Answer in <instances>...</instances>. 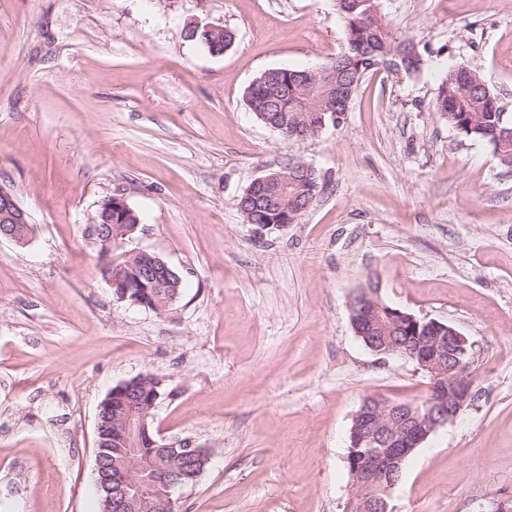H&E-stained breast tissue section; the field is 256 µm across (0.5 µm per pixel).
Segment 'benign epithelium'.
Wrapping results in <instances>:
<instances>
[{"mask_svg":"<svg viewBox=\"0 0 512 512\" xmlns=\"http://www.w3.org/2000/svg\"><path fill=\"white\" fill-rule=\"evenodd\" d=\"M288 176L272 171L255 178L248 190L282 209L288 203ZM30 224L29 214L14 195L0 187V240L18 246L31 236L21 230ZM137 224H106L91 221L87 238L107 258L103 279L122 301L165 312L178 298L180 278L159 256L145 250L123 254L126 263L110 260L112 251L136 233ZM351 326L356 337L376 354L399 355L413 362L429 379L427 397L413 404L384 397H366L352 418L349 450L359 461L351 471L352 482L345 512H394L392 492L402 465L414 449L438 429L453 422L473 399L471 363L474 344L455 327L447 335L437 332L440 322L421 320L402 309H388L374 280H369L350 304ZM162 380L147 383L139 377L111 393L119 399L114 423L118 427L120 458L107 462L105 449H96V474L105 488L103 512H177L173 492L188 485L190 471L205 468L209 455L189 444L156 445L151 456L143 455L151 419L160 397Z\"/></svg>","mask_w":512,"mask_h":512,"instance_id":"obj_1","label":"benign epithelium"}]
</instances>
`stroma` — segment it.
I'll use <instances>...</instances> for the list:
<instances>
[{"instance_id": "stroma-1", "label": "stroma", "mask_w": 512, "mask_h": 512, "mask_svg": "<svg viewBox=\"0 0 512 512\" xmlns=\"http://www.w3.org/2000/svg\"><path fill=\"white\" fill-rule=\"evenodd\" d=\"M421 72L368 74L339 125L304 144L250 112L271 68L346 47L336 0H0V186L35 226L0 241V512H102V401L162 380L152 429L210 451L179 512H343L362 400L418 401L428 377L355 336L367 278L383 299L474 342V401L402 467L396 512L512 504V168L434 109L476 63L512 118V0H382ZM224 26L214 55L188 21ZM311 164L297 223L259 231L235 202L267 169ZM120 195L182 293L120 301L85 228Z\"/></svg>"}]
</instances>
